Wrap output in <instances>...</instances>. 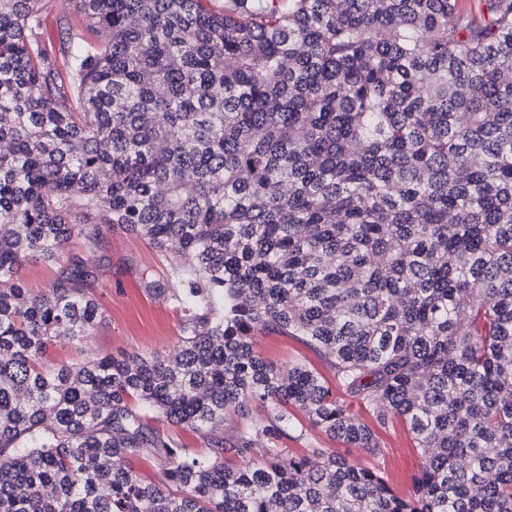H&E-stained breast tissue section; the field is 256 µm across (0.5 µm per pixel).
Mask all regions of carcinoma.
<instances>
[{
	"label": "carcinoma",
	"instance_id": "cac0c4a2",
	"mask_svg": "<svg viewBox=\"0 0 512 512\" xmlns=\"http://www.w3.org/2000/svg\"><path fill=\"white\" fill-rule=\"evenodd\" d=\"M52 2L0 0V512H512V0H68L107 37L64 74ZM114 224L188 258L180 354L51 366L103 322L92 271L34 297L20 271ZM345 395L412 435L410 497L265 447L380 461ZM256 342L264 356L278 365L288 366V362H303L317 369L332 385L336 386L333 372L318 356L300 341L276 334L257 335ZM152 426L157 429L173 432L183 444L184 448H193L195 450L202 451L206 448V443L203 439L195 432L188 428L173 427L169 425L163 418H156L151 421ZM277 448H332L336 453L348 459L353 465L363 467L370 462L361 448H346L344 445L328 438L318 430L310 429L307 437L301 442L285 441L278 443Z\"/></svg>",
	"mask_w": 512,
	"mask_h": 512
}]
</instances>
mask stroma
Listing matches in <instances>:
<instances>
[{
  "label": "stroma",
  "instance_id": "obj_1",
  "mask_svg": "<svg viewBox=\"0 0 512 512\" xmlns=\"http://www.w3.org/2000/svg\"><path fill=\"white\" fill-rule=\"evenodd\" d=\"M80 20L67 0H55L44 13L42 32L58 57L69 53V35ZM64 257L78 255L95 264L93 278L84 282L88 296L101 307L104 321L80 344L54 341L45 358L58 366L89 356L158 352L175 357L181 349V315L168 291L177 287L176 272L182 261L157 249L145 237L112 227L103 234L98 248H89L84 239H72ZM257 345L264 356L279 365L303 362L325 378L333 373L318 356L300 341L276 334L259 335ZM386 448L384 466L396 492L410 493L418 473L419 457L410 436L403 429L380 435Z\"/></svg>",
  "mask_w": 512,
  "mask_h": 512
}]
</instances>
